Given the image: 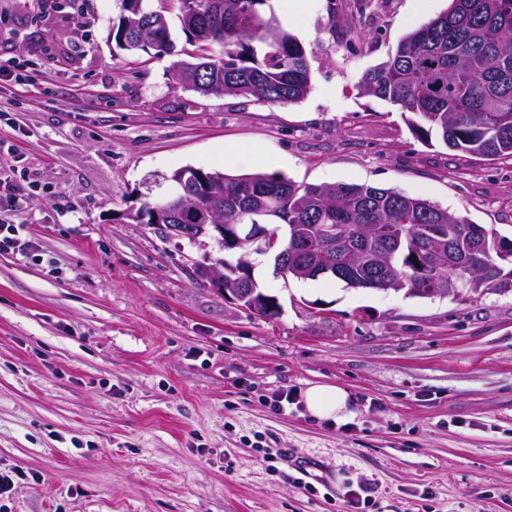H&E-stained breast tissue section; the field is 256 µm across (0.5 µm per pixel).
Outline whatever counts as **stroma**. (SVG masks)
Returning <instances> with one entry per match:
<instances>
[{
    "instance_id": "35a3bbf8",
    "label": "stroma",
    "mask_w": 512,
    "mask_h": 512,
    "mask_svg": "<svg viewBox=\"0 0 512 512\" xmlns=\"http://www.w3.org/2000/svg\"><path fill=\"white\" fill-rule=\"evenodd\" d=\"M273 5L311 68L290 105L203 96L174 56L117 49L121 0H0V192L26 188L0 218L34 249L0 254V470L23 475L0 512H348L363 486L364 512H512V289H352L253 254L267 320L196 277L217 245L134 218L191 166L392 188L512 239L511 160L419 140L358 90L449 0ZM310 383L346 389L351 421L312 418ZM289 448L332 486L304 489Z\"/></svg>"
}]
</instances>
